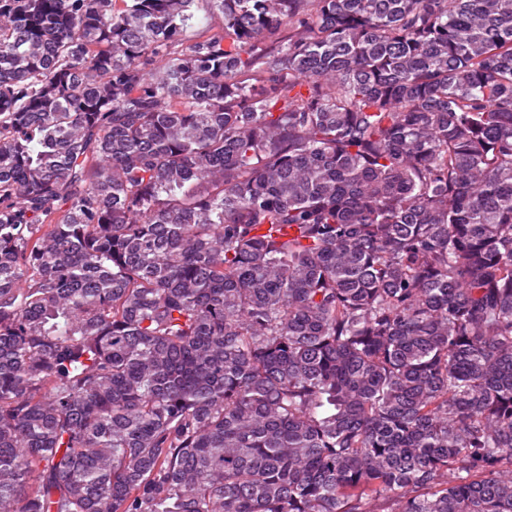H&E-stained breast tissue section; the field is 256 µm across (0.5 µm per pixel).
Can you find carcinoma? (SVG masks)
<instances>
[{"label": "carcinoma", "mask_w": 512, "mask_h": 512, "mask_svg": "<svg viewBox=\"0 0 512 512\" xmlns=\"http://www.w3.org/2000/svg\"><path fill=\"white\" fill-rule=\"evenodd\" d=\"M0 0V512H512V0Z\"/></svg>", "instance_id": "1"}]
</instances>
